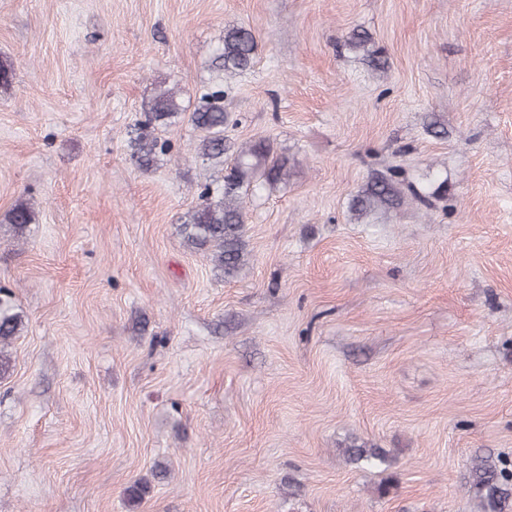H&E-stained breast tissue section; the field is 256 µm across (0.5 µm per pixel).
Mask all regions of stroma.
Segmentation results:
<instances>
[{
  "label": "stroma",
  "instance_id": "1",
  "mask_svg": "<svg viewBox=\"0 0 512 512\" xmlns=\"http://www.w3.org/2000/svg\"><path fill=\"white\" fill-rule=\"evenodd\" d=\"M233 24L227 134L289 164L228 278L180 232L220 177L196 131L130 152ZM0 65V512H480L474 463L512 464V0H0ZM392 167L429 206L358 217ZM256 52L257 40L250 29L242 26L225 28L210 68L225 74L247 71L254 64ZM185 110L177 102L174 92L170 89L159 90L157 94L143 106L138 125L148 132L156 127L175 124ZM149 135L143 132L132 145L131 159L141 169H148L159 154H167L171 151V144L168 141L149 139ZM10 292L0 287V343H4L18 333L20 316L13 311Z\"/></svg>",
  "mask_w": 512,
  "mask_h": 512
}]
</instances>
